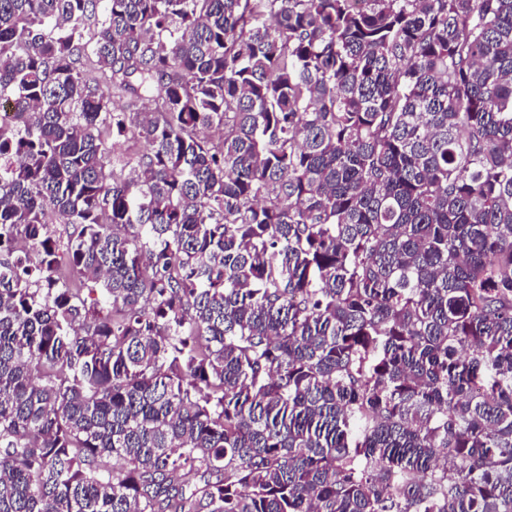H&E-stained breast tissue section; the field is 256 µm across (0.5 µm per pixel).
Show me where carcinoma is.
<instances>
[{
  "label": "carcinoma",
  "instance_id": "carcinoma-1",
  "mask_svg": "<svg viewBox=\"0 0 512 512\" xmlns=\"http://www.w3.org/2000/svg\"><path fill=\"white\" fill-rule=\"evenodd\" d=\"M0 115V512H512V0H0Z\"/></svg>",
  "mask_w": 512,
  "mask_h": 512
}]
</instances>
